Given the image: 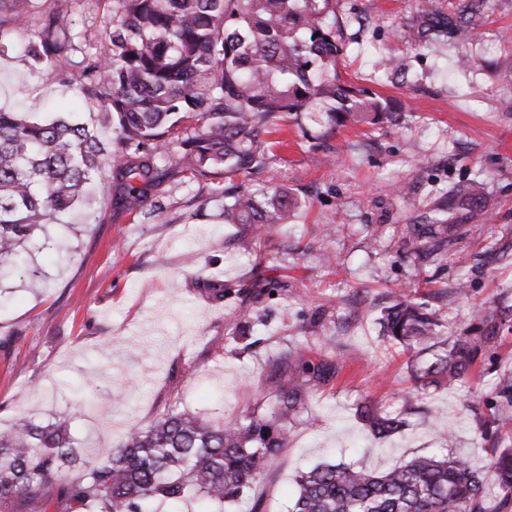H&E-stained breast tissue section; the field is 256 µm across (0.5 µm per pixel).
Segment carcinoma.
Here are the masks:
<instances>
[{
  "mask_svg": "<svg viewBox=\"0 0 512 512\" xmlns=\"http://www.w3.org/2000/svg\"><path fill=\"white\" fill-rule=\"evenodd\" d=\"M0 0V56L8 32L25 24L15 4ZM333 0H112V30L99 51L86 53L62 24L69 0L38 19L27 50L34 66L58 77L56 62L81 54L80 89L101 108L116 136L64 117L41 118L0 109V278L24 276L20 257L52 221L75 209L113 157L120 201L142 206L157 184L161 164L174 163L196 180L224 172L248 176L263 167L269 145L262 134L288 120L319 127V142L350 124L399 123L400 113L342 80L343 48L331 20ZM481 13L465 0L437 27L463 38ZM224 223L244 234L286 224L298 200L286 189L261 201L243 184L224 192ZM476 213L487 207L478 175L453 194ZM456 224L445 214L412 231L417 242L443 248ZM441 314L426 295L398 293L386 308L383 333L405 347L434 349L433 360L412 373L422 388L454 383L491 352L512 316L498 307L479 310L453 339L440 338ZM283 364L288 379L271 381L273 411L255 409L219 424L188 410H173L131 426L108 460L91 464L68 433L71 413L42 424L33 413L0 430V505L38 512H168L165 506L203 497L231 504L265 475L286 447L288 425L305 409L309 391L330 381L323 362L301 351ZM362 417L380 434L399 415L366 405ZM512 418L497 410L481 420L493 439L486 449L496 486L485 468L460 455H420L376 472L324 464L301 473L289 512H512Z\"/></svg>",
  "mask_w": 512,
  "mask_h": 512,
  "instance_id": "carcinoma-1",
  "label": "carcinoma"
}]
</instances>
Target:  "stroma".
<instances>
[{"label": "stroma", "instance_id": "1", "mask_svg": "<svg viewBox=\"0 0 512 512\" xmlns=\"http://www.w3.org/2000/svg\"><path fill=\"white\" fill-rule=\"evenodd\" d=\"M459 2L336 0L342 78L386 100L400 122L339 128L329 162L288 121L249 178L196 181L171 169L140 211L116 205L104 167L92 204L50 226V247L32 252L39 279L0 284V429L76 408L70 432L97 464L133 424L163 412L189 408L219 422L272 407L273 364L302 348L339 374L311 392L266 479L230 512H251L257 497L266 512H289L298 475L324 462L384 471L424 454L485 456L477 415L498 374L512 372V333L492 356L495 373L421 395L410 363L430 352L394 344L378 325L392 291L426 276L467 284L445 310L447 335L480 306H512V0H487L467 42L423 33L425 14L447 16ZM51 7L29 0L28 23L11 33L0 108L110 134L77 80L48 82L24 52ZM66 22L99 47L112 0H74ZM463 55L471 64L460 71ZM478 174L493 208L475 218L481 234L458 228L441 255L416 257L409 225L430 223L449 189ZM241 182L299 200L288 223L246 247L219 192ZM361 403L409 412L410 424L375 437L356 414Z\"/></svg>", "mask_w": 512, "mask_h": 512}]
</instances>
